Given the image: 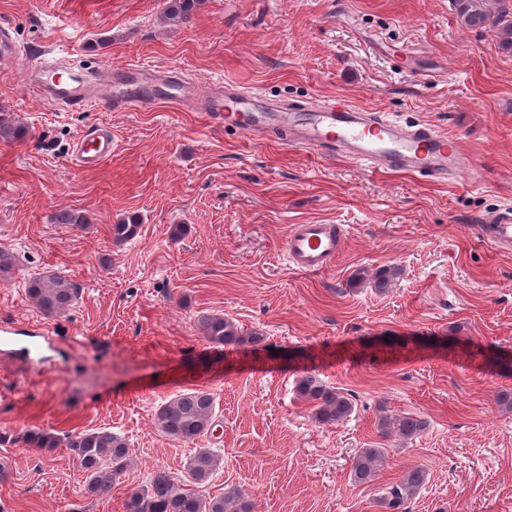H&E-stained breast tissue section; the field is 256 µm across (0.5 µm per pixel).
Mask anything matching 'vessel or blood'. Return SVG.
<instances>
[{
  "mask_svg": "<svg viewBox=\"0 0 512 512\" xmlns=\"http://www.w3.org/2000/svg\"><path fill=\"white\" fill-rule=\"evenodd\" d=\"M37 69L42 89H55L85 106L96 105L93 94L63 81L57 63L40 59ZM182 99H195L203 111L223 114L224 122L242 130L281 136L288 142L312 146L325 153L336 152L378 171L409 170L432 181H444L459 171L474 169L475 163L457 141L434 126L418 123L401 126L384 113L358 107L344 98L314 107L295 105L265 116L251 111L254 92L229 85L223 96L206 92ZM112 155V138L107 134L87 133L76 146L75 158L81 167H97ZM477 235L501 252L512 251V207L498 209L488 223L477 225ZM344 242L339 224H295L284 242L288 263L295 269L324 272L331 269Z\"/></svg>",
  "mask_w": 512,
  "mask_h": 512,
  "instance_id": "obj_1",
  "label": "vessel or blood"
}]
</instances>
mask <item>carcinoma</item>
Segmentation results:
<instances>
[{
    "instance_id": "carcinoma-1",
    "label": "carcinoma",
    "mask_w": 512,
    "mask_h": 512,
    "mask_svg": "<svg viewBox=\"0 0 512 512\" xmlns=\"http://www.w3.org/2000/svg\"><path fill=\"white\" fill-rule=\"evenodd\" d=\"M492 12L485 8V0H452L456 16L466 27L485 29L495 27L501 35L500 47L512 53V0H497ZM198 0H168L165 14L170 19L185 20L192 14ZM55 223L80 227L91 223L90 216L74 210L61 211ZM139 229L137 217L112 225V240L123 244L135 238ZM27 293L41 313L56 317L74 305L78 288L64 277L45 272L28 280ZM204 338L212 345L223 346L254 342L239 333L234 322L222 315L205 316L200 321ZM460 355L481 358L488 364H498L504 352L494 353L480 348H465ZM300 397L314 407V417L321 424L340 423L353 413V402L342 392L327 385L315 371H306L297 379ZM214 399L210 392L191 389L159 406L157 422L168 436L193 441L213 431ZM426 422L412 416L384 417L379 423L381 435H395L410 439L425 429ZM23 442L34 448H56L63 444L71 452L86 474L85 490L96 497H107L112 492L116 477L123 472L128 459L126 440L107 429L83 430L61 438L47 431H30L22 435L0 434V444ZM386 464L381 448H363L354 457L351 478L357 485L376 481ZM219 465V456L208 448L201 449L187 464L192 488L182 487L177 478L164 469H156L146 485L133 491L125 503L126 512H252L249 496L237 487H230L221 496L211 497L202 487ZM426 482V471L421 467L407 469L384 491L381 502L390 512H411L410 504Z\"/></svg>"
}]
</instances>
